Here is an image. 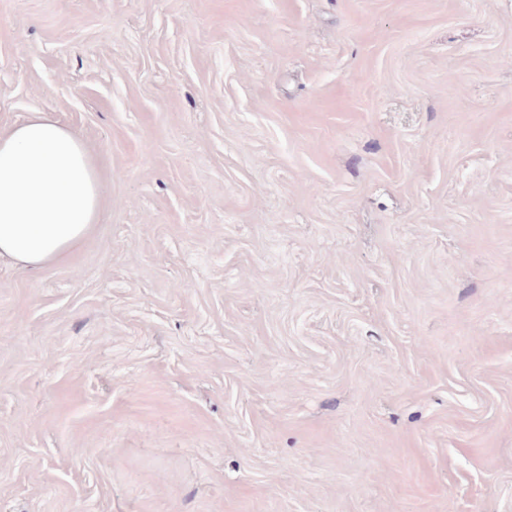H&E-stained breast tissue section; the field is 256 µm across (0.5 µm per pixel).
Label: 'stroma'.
Returning <instances> with one entry per match:
<instances>
[{
	"label": "stroma",
	"mask_w": 512,
	"mask_h": 512,
	"mask_svg": "<svg viewBox=\"0 0 512 512\" xmlns=\"http://www.w3.org/2000/svg\"><path fill=\"white\" fill-rule=\"evenodd\" d=\"M102 175L0 263V512H512V0H0V132Z\"/></svg>",
	"instance_id": "obj_1"
}]
</instances>
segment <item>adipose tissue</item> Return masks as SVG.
Segmentation results:
<instances>
[{
	"label": "adipose tissue",
	"instance_id": "1",
	"mask_svg": "<svg viewBox=\"0 0 512 512\" xmlns=\"http://www.w3.org/2000/svg\"><path fill=\"white\" fill-rule=\"evenodd\" d=\"M100 213L94 158L53 113L0 133V258L30 268L59 261Z\"/></svg>",
	"mask_w": 512,
	"mask_h": 512
}]
</instances>
